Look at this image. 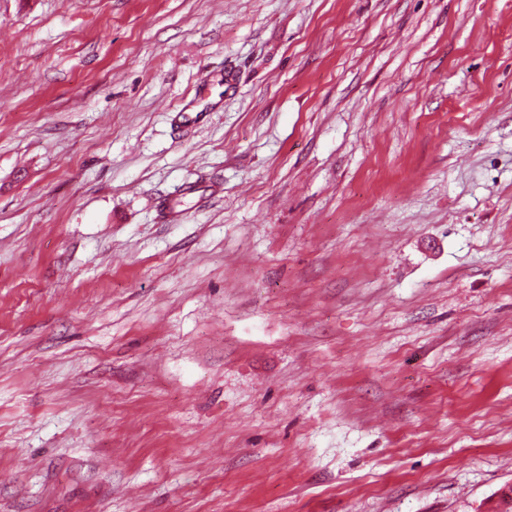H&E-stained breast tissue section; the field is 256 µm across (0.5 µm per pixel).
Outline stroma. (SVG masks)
<instances>
[{"instance_id":"stroma-1","label":"stroma","mask_w":512,"mask_h":512,"mask_svg":"<svg viewBox=\"0 0 512 512\" xmlns=\"http://www.w3.org/2000/svg\"><path fill=\"white\" fill-rule=\"evenodd\" d=\"M512 0H0V512H500Z\"/></svg>"}]
</instances>
